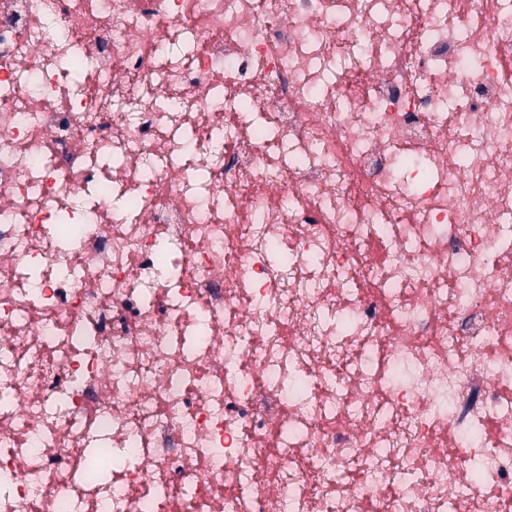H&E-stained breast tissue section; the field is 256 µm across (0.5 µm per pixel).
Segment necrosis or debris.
<instances>
[{
    "instance_id": "obj_1",
    "label": "necrosis or debris",
    "mask_w": 512,
    "mask_h": 512,
    "mask_svg": "<svg viewBox=\"0 0 512 512\" xmlns=\"http://www.w3.org/2000/svg\"><path fill=\"white\" fill-rule=\"evenodd\" d=\"M511 60L512 0H0V512H512Z\"/></svg>"
}]
</instances>
